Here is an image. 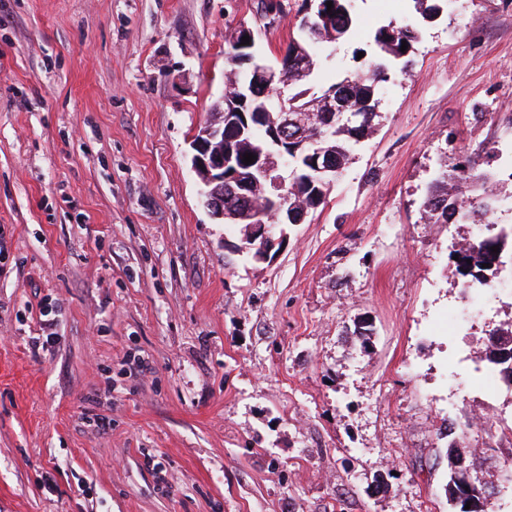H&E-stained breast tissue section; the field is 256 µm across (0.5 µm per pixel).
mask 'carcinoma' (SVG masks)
I'll list each match as a JSON object with an SVG mask.
<instances>
[{"label":"carcinoma","mask_w":512,"mask_h":512,"mask_svg":"<svg viewBox=\"0 0 512 512\" xmlns=\"http://www.w3.org/2000/svg\"><path fill=\"white\" fill-rule=\"evenodd\" d=\"M353 0H332L331 10L317 11L313 8L307 12L300 22V36L296 42L288 45L283 57L282 68L290 70V59L295 56L308 65L307 77L311 78L317 67L314 47L330 42L331 32H336V42L347 39L355 22L352 8ZM415 11L422 21L430 22L441 10L437 0H412ZM252 32V29L240 25L225 39L224 57L229 66V73L243 76L248 65L243 57L257 53L256 45H251L247 51L239 50L242 37ZM418 39V31L410 25H388L378 29L374 36L375 48L371 56L355 72L350 73L330 84L327 90L335 91L339 100L348 107H356L360 118L356 125L348 127L336 125L330 130L323 122L314 121L302 129L299 141L303 145L288 143V166L295 170L294 181L288 183V196L299 202L296 217L300 218L317 209L324 203L330 184L335 181L327 173L317 172L308 162L310 139H320L323 148L322 158L329 165L336 167V175H341L355 145L368 138L374 130V120L378 117V106L382 83L389 79L395 69L407 72L410 67L409 55ZM407 42L406 51H401L402 42ZM244 100L236 106L237 111L246 113V119H238L236 126L224 129V140L232 149L234 167L244 173L249 166L243 162L244 155L251 153L254 147L265 137V123L255 119V113L268 112L275 116L273 108L278 101V93L272 92V87L264 86L256 92L243 94ZM440 174L429 186L421 206L422 219L427 224H448L464 221L468 224H489L493 220L495 195L489 186L496 182V177L489 171H477L476 160L470 156L458 157L453 161L443 158L439 163ZM468 189L471 196L462 195V189ZM241 245L246 254L256 258L259 254L257 243L250 240L249 225L238 224ZM503 251V242L498 236L483 238L475 243L462 245L455 251L456 268L464 277V283H486L488 276L495 274L498 267L497 254L489 245ZM490 267H485V264ZM467 435H462L461 442H448V481L445 493L448 502L455 501L453 474L456 467L457 455L466 452L462 443ZM512 488V464L500 468L498 476L490 481H478L477 494L483 499L484 510L493 512L496 492Z\"/></svg>","instance_id":"carcinoma-1"}]
</instances>
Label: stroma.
<instances>
[{"mask_svg":"<svg viewBox=\"0 0 512 512\" xmlns=\"http://www.w3.org/2000/svg\"><path fill=\"white\" fill-rule=\"evenodd\" d=\"M0 0V512H453L442 410L478 415L448 338L512 322V289L448 320L469 224H426L440 158L479 155L512 224V0H354L316 47L357 70L418 29L409 75L274 256L200 200L191 140L238 24L275 60L303 0ZM56 340L34 348L44 318Z\"/></svg>","mask_w":512,"mask_h":512,"instance_id":"1","label":"stroma"}]
</instances>
